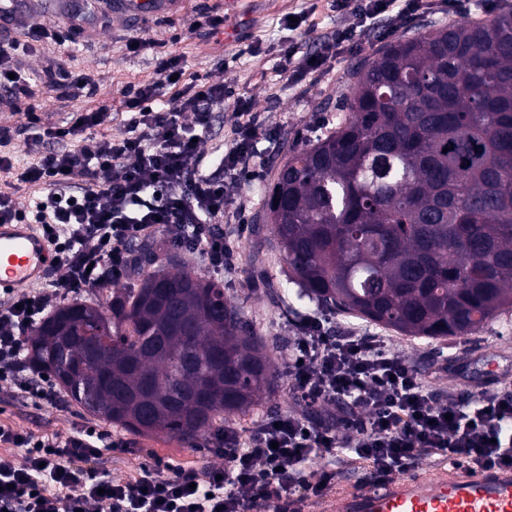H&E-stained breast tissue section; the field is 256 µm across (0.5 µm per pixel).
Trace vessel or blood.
<instances>
[{"label":"vessel or blood","mask_w":512,"mask_h":512,"mask_svg":"<svg viewBox=\"0 0 512 512\" xmlns=\"http://www.w3.org/2000/svg\"><path fill=\"white\" fill-rule=\"evenodd\" d=\"M120 15L171 12L175 0H116ZM53 260L48 241L30 224H0V292L14 293L46 280ZM316 512H512V468H427L356 489L339 488L318 500Z\"/></svg>","instance_id":"1"}]
</instances>
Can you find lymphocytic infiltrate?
I'll use <instances>...</instances> for the list:
<instances>
[{
  "mask_svg": "<svg viewBox=\"0 0 512 512\" xmlns=\"http://www.w3.org/2000/svg\"><path fill=\"white\" fill-rule=\"evenodd\" d=\"M429 0H334L352 11L354 25L337 28L315 55L295 41L280 45L284 72L318 74L337 56L359 50L370 20L384 18L385 36L409 25ZM110 0H69L63 31L31 30L26 40L0 38V105L23 113L41 152L17 168L0 151V175L38 189L29 206L0 190L1 224H37L57 255L61 271L50 288L24 292L0 303V381L16 385L35 402L58 395L49 377L20 374L25 344L49 311L89 288H108L128 275L129 246L164 234L175 250L196 253L209 269L234 263L224 239L225 177L256 166L255 145L272 137L249 97L238 96L232 136L205 152L214 103L224 87L200 79L159 102V87L184 74L180 56L163 53L161 84L126 91L130 114L124 134L108 131L109 106L73 113L63 126H41L31 100L30 78L18 71V52L43 42H75L86 25L107 26ZM219 166L224 177L209 174ZM288 377L303 407L258 421L249 436L232 428L206 438L205 447L225 464L205 472L163 461L134 480L112 478L106 468L121 437L80 426L65 439L0 425V512H91L107 502L110 512H252L257 502L287 512L290 498L322 495L336 479L333 467L311 469L317 454L341 451L368 461L376 477L406 472L420 453L472 468L512 467V389H485L466 402L435 396L422 375L379 337L334 336L306 318L288 353Z\"/></svg>",
  "mask_w": 512,
  "mask_h": 512,
  "instance_id": "1",
  "label": "lymphocytic infiltrate"
}]
</instances>
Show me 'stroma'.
<instances>
[{
    "label": "stroma",
    "mask_w": 512,
    "mask_h": 512,
    "mask_svg": "<svg viewBox=\"0 0 512 512\" xmlns=\"http://www.w3.org/2000/svg\"><path fill=\"white\" fill-rule=\"evenodd\" d=\"M224 2L182 0L176 12L144 21L116 17L111 27H88L76 45L62 49L48 42L37 54L20 57L19 62L34 80L47 66L61 63L73 74L88 75L97 87L91 97H64L35 87L34 102L43 123L61 126L71 113L105 103L112 107L110 131L119 134L126 130L123 89L160 79L156 53L148 49L131 54L126 44L134 38L155 41L183 57L187 76L198 75L238 92L249 91L254 109L264 114L269 128L277 130L274 140H262L257 145L262 166L256 175L228 187L229 218L224 237L235 251L232 269L210 270L199 255L173 252L163 237L154 239L161 258L177 256L189 270L221 282L225 297L242 308L258 334L279 342L274 356L279 383L274 394L264 397L248 414H229L212 424L213 429L231 427L245 435L256 420L297 409L287 376L288 350L303 319L316 311L313 303L297 300L292 294L283 303L270 299L269 289L285 279L286 264L273 243L262 242L254 234L253 224L278 166L291 149L304 148L320 131L336 125L351 66L372 58L386 40L380 35L383 20H375L359 54L342 56L332 71L298 83L279 70L280 43L292 37L300 53L314 52L336 26L351 24L352 16L336 15L329 0H241L234 13L225 10ZM203 10L223 16V31L195 28ZM291 15L307 16L310 32L289 33L285 21ZM324 320L326 327L339 335L354 330L381 337L438 395L457 401L486 388L512 387V310L471 334L445 340L415 339L341 314L325 315ZM97 423V418L67 397H59L53 405H41L26 400L17 388L0 384V424L63 439L76 426ZM130 441V448L114 450L108 460L114 478H138L158 459L201 470L221 463L198 444L188 446L164 436L134 435Z\"/></svg>",
    "instance_id": "stroma-1"
}]
</instances>
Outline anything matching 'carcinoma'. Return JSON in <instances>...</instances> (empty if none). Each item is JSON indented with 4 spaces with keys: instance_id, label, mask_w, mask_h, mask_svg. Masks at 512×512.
Wrapping results in <instances>:
<instances>
[{
    "instance_id": "1",
    "label": "carcinoma",
    "mask_w": 512,
    "mask_h": 512,
    "mask_svg": "<svg viewBox=\"0 0 512 512\" xmlns=\"http://www.w3.org/2000/svg\"><path fill=\"white\" fill-rule=\"evenodd\" d=\"M353 76L349 116L288 153L256 231L272 225L298 300L465 336L512 309V7L399 38ZM147 266L106 307L53 308L25 360L97 419L192 445L276 389L278 343L221 284L142 246Z\"/></svg>"
}]
</instances>
